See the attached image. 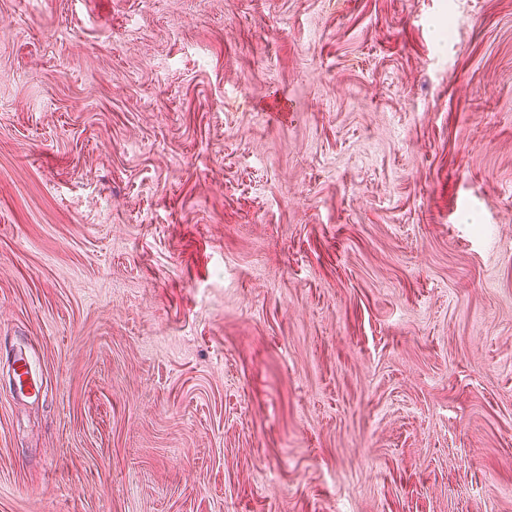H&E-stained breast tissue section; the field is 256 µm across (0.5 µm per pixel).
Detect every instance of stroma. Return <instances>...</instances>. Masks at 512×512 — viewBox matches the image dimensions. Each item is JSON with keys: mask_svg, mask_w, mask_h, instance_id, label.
Returning a JSON list of instances; mask_svg holds the SVG:
<instances>
[{"mask_svg": "<svg viewBox=\"0 0 512 512\" xmlns=\"http://www.w3.org/2000/svg\"><path fill=\"white\" fill-rule=\"evenodd\" d=\"M0 512H512V0H0ZM15 363H17V366L13 368L15 388L19 392L27 391L34 395H39L40 389L37 387L33 379L30 361L21 356L15 361ZM28 375H30V381L25 384Z\"/></svg>", "mask_w": 512, "mask_h": 512, "instance_id": "35a3bbf8", "label": "stroma"}]
</instances>
